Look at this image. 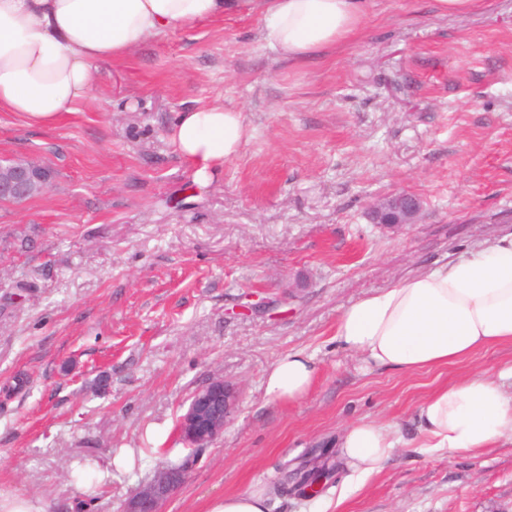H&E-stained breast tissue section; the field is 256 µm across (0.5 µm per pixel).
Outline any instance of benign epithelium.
Returning <instances> with one entry per match:
<instances>
[{
    "instance_id": "benign-epithelium-1",
    "label": "benign epithelium",
    "mask_w": 512,
    "mask_h": 512,
    "mask_svg": "<svg viewBox=\"0 0 512 512\" xmlns=\"http://www.w3.org/2000/svg\"><path fill=\"white\" fill-rule=\"evenodd\" d=\"M48 172L43 165L31 160H17L0 178V202L22 205L31 200L35 186L46 192ZM421 199L409 192L393 193L375 200L370 207L373 223L400 231L419 222ZM240 389L215 377L196 389L189 406L179 418L180 436L188 448H207L224 432V426L235 413ZM187 470L159 469L154 478L141 485L128 501L126 512H161L165 498L186 478Z\"/></svg>"
}]
</instances>
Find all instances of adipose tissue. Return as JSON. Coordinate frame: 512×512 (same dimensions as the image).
Here are the masks:
<instances>
[{
    "label": "adipose tissue",
    "instance_id": "obj_1",
    "mask_svg": "<svg viewBox=\"0 0 512 512\" xmlns=\"http://www.w3.org/2000/svg\"><path fill=\"white\" fill-rule=\"evenodd\" d=\"M246 3L264 16L263 41L296 63L335 50L367 19L366 0H0V111L54 125L90 98L96 63L122 61L152 38ZM246 134L241 110L213 103L181 112L170 136L204 186L238 155ZM336 340L372 367L403 373L512 345V233L356 300L337 319ZM318 373L313 356L283 355L264 375L266 393L297 400ZM509 380L512 365L495 378L473 372L432 390L413 417L420 447L473 453L512 439ZM401 441L398 425L362 420L345 426L336 444L365 479Z\"/></svg>",
    "mask_w": 512,
    "mask_h": 512
}]
</instances>
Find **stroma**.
Listing matches in <instances>:
<instances>
[{"mask_svg":"<svg viewBox=\"0 0 512 512\" xmlns=\"http://www.w3.org/2000/svg\"><path fill=\"white\" fill-rule=\"evenodd\" d=\"M368 4L361 35L313 62L283 60L246 5L97 63L91 98L55 125L0 112V157L52 173L47 193L0 204V499L122 512L159 461L192 454L178 419L220 375L238 410L162 512L254 486L271 512H512L511 440L454 454L417 447L413 424L434 387L497 376L512 345L402 374L335 336L360 296L512 231V0ZM213 101L250 136L199 188L169 129ZM400 191L421 197L419 223L372 224L370 201ZM299 351L316 381L272 399L266 370ZM362 418L405 444L352 483L335 442ZM318 448L322 495L281 488Z\"/></svg>","mask_w":512,"mask_h":512,"instance_id":"1","label":"stroma"}]
</instances>
